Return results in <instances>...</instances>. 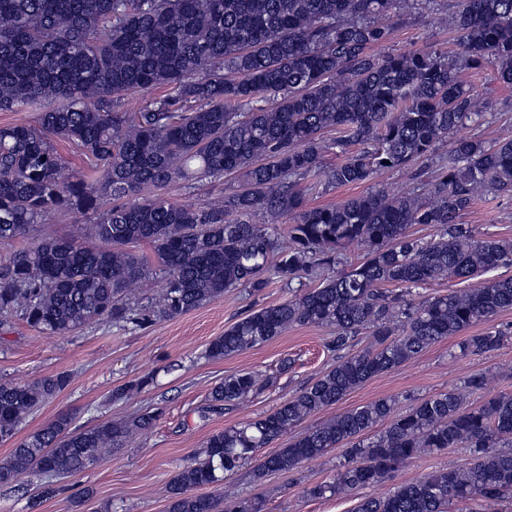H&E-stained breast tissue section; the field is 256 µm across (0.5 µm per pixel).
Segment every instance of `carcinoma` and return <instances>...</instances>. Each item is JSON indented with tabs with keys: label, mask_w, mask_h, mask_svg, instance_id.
<instances>
[{
	"label": "carcinoma",
	"mask_w": 512,
	"mask_h": 512,
	"mask_svg": "<svg viewBox=\"0 0 512 512\" xmlns=\"http://www.w3.org/2000/svg\"><path fill=\"white\" fill-rule=\"evenodd\" d=\"M430 0H0V111L68 100L40 112L38 126H0V243L47 228L34 246L0 264V314L18 313L52 336L104 318L115 325L173 319L244 288L272 282L288 300L251 310L213 339L206 356L230 357L264 345L293 325L336 329V364L268 414L208 437L171 481L167 512H265L257 497L223 507L194 493L219 484L261 448L368 380L461 336L462 354L490 352L508 332L492 325L512 309V276L421 296L444 279L469 281L512 268V240L481 237L463 216L488 195L512 196V139L488 143L458 130L482 121L465 70L491 66L512 86V0H453L449 51L437 44L377 55L397 10ZM170 94L121 112L129 92ZM327 131L336 137L324 139ZM77 149L88 174L61 178L53 141ZM448 144L427 195L372 190L310 206L309 186L367 183L382 169L431 158ZM342 160L323 166L325 153ZM244 173L224 203L207 208L146 191L179 181ZM112 201L86 246L50 231L63 208L96 211ZM264 210L267 223L253 222ZM428 225V240L408 234ZM147 241L164 275L152 314L135 313L131 286L152 275L126 246ZM356 245L362 255L345 260ZM480 324L486 328L466 336ZM370 329L371 344L353 340ZM69 383L63 373L32 383H0V441ZM474 375L462 390L421 398L402 413L380 398L347 410L263 457L255 477L288 472L343 448L345 462L309 489L315 498L385 481L426 452L467 448L473 462L439 470L353 512H470L512 501V394L485 389ZM260 390L254 372L224 378L199 416ZM157 414L75 430L60 413L16 443L0 481L30 470L76 475L154 427ZM381 422L385 430L374 433Z\"/></svg>",
	"instance_id": "carcinoma-1"
}]
</instances>
